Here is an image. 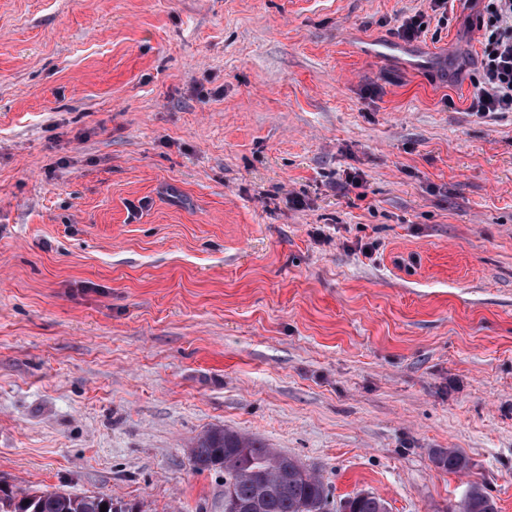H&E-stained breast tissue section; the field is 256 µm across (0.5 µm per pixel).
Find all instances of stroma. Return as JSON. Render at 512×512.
Instances as JSON below:
<instances>
[{
	"label": "stroma",
	"instance_id": "35a3bbf8",
	"mask_svg": "<svg viewBox=\"0 0 512 512\" xmlns=\"http://www.w3.org/2000/svg\"><path fill=\"white\" fill-rule=\"evenodd\" d=\"M428 9L0 0V482L224 512L226 427L337 502L512 512V112L478 4L403 42ZM482 1L477 24L482 52L472 109L482 115L512 112V0ZM433 463L436 467L451 473H463L470 469L469 459L451 448L437 452L433 457ZM459 512H498V509L495 500L474 484L461 501ZM342 512H388L387 503L369 492H359L343 501Z\"/></svg>",
	"mask_w": 512,
	"mask_h": 512
}]
</instances>
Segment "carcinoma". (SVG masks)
<instances>
[{"mask_svg": "<svg viewBox=\"0 0 512 512\" xmlns=\"http://www.w3.org/2000/svg\"><path fill=\"white\" fill-rule=\"evenodd\" d=\"M196 470H224V506L256 504L254 512H327L330 488L321 477L286 453L227 428L201 434L191 449ZM436 467L463 473L469 459L454 449L433 457ZM135 512L128 503L103 494L78 495L42 490L21 496L0 486V512ZM341 512H388L387 503L369 492H359L341 504ZM459 512H498L495 500L474 484L460 503Z\"/></svg>", "mask_w": 512, "mask_h": 512, "instance_id": "cac0c4a2", "label": "carcinoma"}]
</instances>
